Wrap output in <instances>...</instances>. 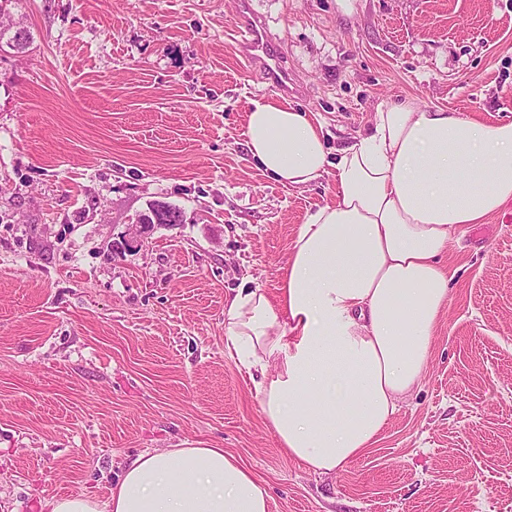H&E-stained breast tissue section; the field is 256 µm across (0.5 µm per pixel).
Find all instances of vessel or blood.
<instances>
[{"label": "vessel or blood", "mask_w": 512, "mask_h": 512, "mask_svg": "<svg viewBox=\"0 0 512 512\" xmlns=\"http://www.w3.org/2000/svg\"><path fill=\"white\" fill-rule=\"evenodd\" d=\"M238 31L247 62L258 68L269 83L283 89L287 88L290 81L288 69L274 47L260 16L254 13L241 14Z\"/></svg>", "instance_id": "vessel-or-blood-1"}]
</instances>
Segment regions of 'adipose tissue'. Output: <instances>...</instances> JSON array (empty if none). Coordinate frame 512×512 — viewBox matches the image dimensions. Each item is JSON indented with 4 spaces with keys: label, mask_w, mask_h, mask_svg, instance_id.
Returning a JSON list of instances; mask_svg holds the SVG:
<instances>
[{
    "label": "adipose tissue",
    "mask_w": 512,
    "mask_h": 512,
    "mask_svg": "<svg viewBox=\"0 0 512 512\" xmlns=\"http://www.w3.org/2000/svg\"><path fill=\"white\" fill-rule=\"evenodd\" d=\"M255 164L288 186L334 174L301 224L276 295L240 283L224 344L250 373L267 426L304 470L331 474L371 448L419 387L454 274V234L512 201V121L485 124L415 100L380 103L366 133L330 149L324 123L277 98L244 129ZM264 486L220 448L142 453L107 502L50 512H269Z\"/></svg>",
    "instance_id": "obj_1"
}]
</instances>
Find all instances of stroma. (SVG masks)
Instances as JSON below:
<instances>
[{
    "mask_svg": "<svg viewBox=\"0 0 512 512\" xmlns=\"http://www.w3.org/2000/svg\"><path fill=\"white\" fill-rule=\"evenodd\" d=\"M250 5L288 91L244 60ZM33 42L0 52V512L107 499L123 466L221 448L270 512H512V202L469 224L421 385L363 455L305 471L224 350V299L279 286L333 174H263L253 101L316 113L338 148L407 97L512 120V0H17ZM156 204L184 224L124 247Z\"/></svg>",
    "mask_w": 512,
    "mask_h": 512,
    "instance_id": "35a3bbf8",
    "label": "stroma"
}]
</instances>
